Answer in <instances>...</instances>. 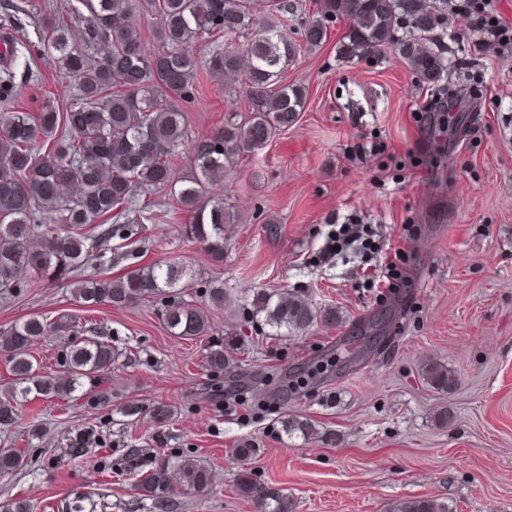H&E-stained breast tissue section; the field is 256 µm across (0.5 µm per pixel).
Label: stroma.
<instances>
[{
	"label": "stroma",
	"mask_w": 512,
	"mask_h": 512,
	"mask_svg": "<svg viewBox=\"0 0 512 512\" xmlns=\"http://www.w3.org/2000/svg\"><path fill=\"white\" fill-rule=\"evenodd\" d=\"M437 7L448 18L449 89L473 81L484 89L471 112L426 120L430 87L392 50L369 62L338 58L346 23L335 20L326 41L283 72L307 90L297 122L235 163L217 188L237 217L224 227L222 268L185 236L188 216L169 191L140 192L150 207L143 262L179 258L198 288L222 277L227 300L211 313L212 334L242 329L218 399L205 387V339L170 336L158 304L80 313L116 329L113 344L136 353L103 377L113 404L174 405L176 451L212 470L204 494L175 493L176 512H255L235 488L242 466L233 450L244 437L259 447L245 467L287 495L295 512H394L418 497L452 512H512V46L483 44L450 0ZM26 63L42 81L22 90L16 111L75 103L72 78L44 58ZM246 109L245 93L202 76L185 107L188 131L210 133ZM351 215L377 230L378 250L366 261L349 251L323 258L333 225ZM389 262L394 285L383 276ZM282 288L334 309L336 327L273 335L252 298ZM71 307L68 288L46 281L16 298L1 295L0 331ZM429 362L448 368L455 386L435 389ZM287 414L311 418L319 438H288ZM95 416L61 400L28 403L14 444L26 447L28 425L41 424L55 465L31 459L0 476V504L27 498L36 512H57L88 486L96 512H146L130 484L66 458L63 436Z\"/></svg>",
	"instance_id": "obj_1"
}]
</instances>
